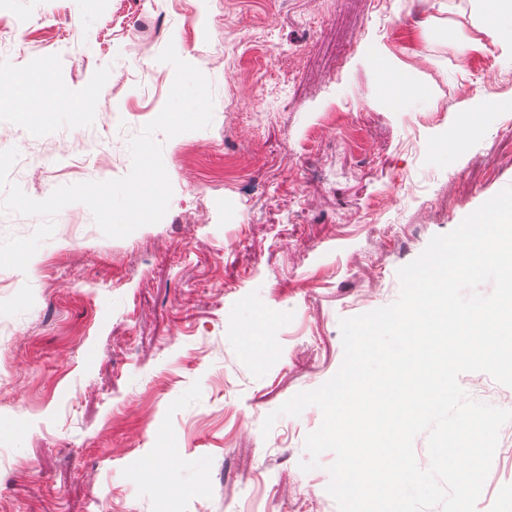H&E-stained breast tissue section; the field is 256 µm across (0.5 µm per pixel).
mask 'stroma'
Returning <instances> with one entry per match:
<instances>
[{
  "label": "stroma",
  "mask_w": 512,
  "mask_h": 512,
  "mask_svg": "<svg viewBox=\"0 0 512 512\" xmlns=\"http://www.w3.org/2000/svg\"><path fill=\"white\" fill-rule=\"evenodd\" d=\"M480 23L474 0H0V76L27 104L0 108V150L30 156L33 199L129 172L167 45L214 100L162 142V221L109 238L74 203L0 271V512H338L333 453L299 467L320 410H277L338 371L341 319L394 303L399 269L512 185V51ZM474 97L477 135L437 151ZM510 485L504 427L476 512H512Z\"/></svg>",
  "instance_id": "1"
}]
</instances>
